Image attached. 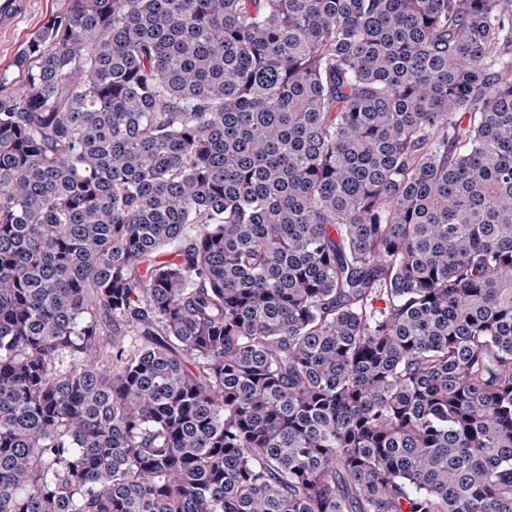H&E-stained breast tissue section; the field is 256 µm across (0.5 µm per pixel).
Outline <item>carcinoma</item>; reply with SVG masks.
I'll use <instances>...</instances> for the list:
<instances>
[{
	"instance_id": "carcinoma-1",
	"label": "carcinoma",
	"mask_w": 512,
	"mask_h": 512,
	"mask_svg": "<svg viewBox=\"0 0 512 512\" xmlns=\"http://www.w3.org/2000/svg\"><path fill=\"white\" fill-rule=\"evenodd\" d=\"M10 68L0 512H512V0H60Z\"/></svg>"
}]
</instances>
